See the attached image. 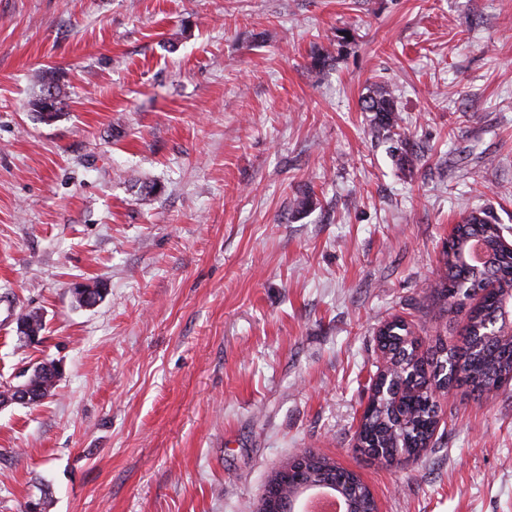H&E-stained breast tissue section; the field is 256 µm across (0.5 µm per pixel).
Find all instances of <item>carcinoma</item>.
<instances>
[{
  "mask_svg": "<svg viewBox=\"0 0 512 512\" xmlns=\"http://www.w3.org/2000/svg\"><path fill=\"white\" fill-rule=\"evenodd\" d=\"M62 88L54 72L47 71L40 77V93L32 102L38 120L50 123L59 116ZM363 112L374 113V131L390 137L400 128L393 89L379 84L372 94L361 101ZM501 227L491 212L475 210L462 218L444 248L442 262L445 269L434 293L443 306L450 310L468 308L467 324L462 346L443 349L437 358L422 354L420 365L412 360L401 361L391 354L378 368L377 378H383L400 366L405 379L398 389L399 399L372 393L374 407L371 414L360 421L357 440L379 444L390 449L391 459L417 456L422 451L420 444L431 440L437 428L433 420L430 400V386L426 377L414 374L415 370L425 371V364L434 359L437 363L452 362L456 365L461 379L448 378L446 390L463 385L482 396L498 392L512 383V341L488 340L479 344L474 339V330L497 314L502 303L512 298V250L498 247ZM479 241L493 247V261L487 268L463 262L473 242ZM24 329L20 333L33 341L40 337L45 328L42 314L30 310L20 316ZM306 480L320 483L326 480L334 464L324 456L315 453ZM354 503L353 512H372L373 500L370 489L362 482L348 486Z\"/></svg>",
  "mask_w": 512,
  "mask_h": 512,
  "instance_id": "obj_1",
  "label": "carcinoma"
}]
</instances>
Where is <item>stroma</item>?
<instances>
[{
  "mask_svg": "<svg viewBox=\"0 0 512 512\" xmlns=\"http://www.w3.org/2000/svg\"><path fill=\"white\" fill-rule=\"evenodd\" d=\"M477 206L512 243V0H0V387L62 369L0 408V512H257L305 450L379 512H512V386L440 395L417 457L355 447L379 327L458 341L431 291ZM62 101V88L53 71H47L40 77V93L31 105L38 120L50 123L59 116V105ZM361 111L374 112L373 128L378 135L389 138L391 135H397L398 141L405 143L400 139L401 134L395 132L400 128L398 110L393 89L387 84H379L372 94H369L361 101Z\"/></svg>",
  "mask_w": 512,
  "mask_h": 512,
  "instance_id": "35a3bbf8",
  "label": "stroma"
}]
</instances>
